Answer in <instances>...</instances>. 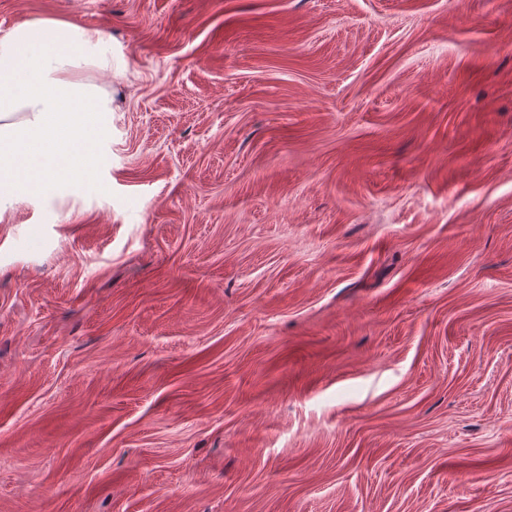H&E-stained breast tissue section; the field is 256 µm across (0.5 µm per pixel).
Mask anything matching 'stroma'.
I'll return each instance as SVG.
<instances>
[{
	"label": "stroma",
	"instance_id": "1",
	"mask_svg": "<svg viewBox=\"0 0 512 512\" xmlns=\"http://www.w3.org/2000/svg\"><path fill=\"white\" fill-rule=\"evenodd\" d=\"M112 110L0 198V512H512V0H0Z\"/></svg>",
	"mask_w": 512,
	"mask_h": 512
}]
</instances>
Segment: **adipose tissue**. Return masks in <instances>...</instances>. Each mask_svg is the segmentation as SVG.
Returning a JSON list of instances; mask_svg holds the SVG:
<instances>
[{
  "label": "adipose tissue",
  "mask_w": 512,
  "mask_h": 512,
  "mask_svg": "<svg viewBox=\"0 0 512 512\" xmlns=\"http://www.w3.org/2000/svg\"><path fill=\"white\" fill-rule=\"evenodd\" d=\"M106 63L100 35L67 22L27 24L0 37V194L72 190L67 170L89 177L95 117L110 111L100 86L73 79L72 53Z\"/></svg>",
  "instance_id": "adipose-tissue-1"
}]
</instances>
